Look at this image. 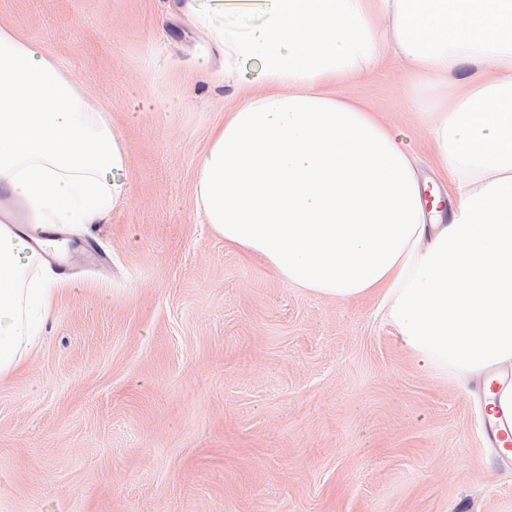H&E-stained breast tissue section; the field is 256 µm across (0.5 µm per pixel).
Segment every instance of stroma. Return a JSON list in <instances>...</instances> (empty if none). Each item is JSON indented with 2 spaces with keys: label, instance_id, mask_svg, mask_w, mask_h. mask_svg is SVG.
Wrapping results in <instances>:
<instances>
[{
  "label": "stroma",
  "instance_id": "stroma-1",
  "mask_svg": "<svg viewBox=\"0 0 512 512\" xmlns=\"http://www.w3.org/2000/svg\"><path fill=\"white\" fill-rule=\"evenodd\" d=\"M174 2L0 0L108 111L129 187L107 223L62 228L52 314L0 377V512H512L467 385L375 297L293 287L206 224L198 159L243 89ZM335 93L447 193L401 60Z\"/></svg>",
  "mask_w": 512,
  "mask_h": 512
}]
</instances>
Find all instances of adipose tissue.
Returning a JSON list of instances; mask_svg holds the SVG:
<instances>
[{
    "instance_id": "1",
    "label": "adipose tissue",
    "mask_w": 512,
    "mask_h": 512,
    "mask_svg": "<svg viewBox=\"0 0 512 512\" xmlns=\"http://www.w3.org/2000/svg\"><path fill=\"white\" fill-rule=\"evenodd\" d=\"M179 0L224 53L225 78L265 87L216 127L196 203L226 246L287 283L348 302L376 295L406 348L441 372L512 367V0ZM388 27H380V20ZM392 54L427 91L434 161L454 186L427 221L412 155L337 80ZM125 150L106 113L45 48L0 25V190L30 224H101L125 202ZM51 241L0 225V377L48 315Z\"/></svg>"
}]
</instances>
